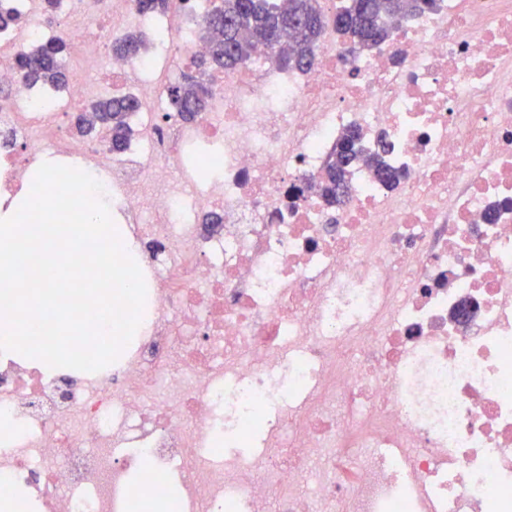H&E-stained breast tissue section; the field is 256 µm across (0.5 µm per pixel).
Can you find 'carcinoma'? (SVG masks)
Wrapping results in <instances>:
<instances>
[{
  "label": "carcinoma",
  "mask_w": 512,
  "mask_h": 512,
  "mask_svg": "<svg viewBox=\"0 0 512 512\" xmlns=\"http://www.w3.org/2000/svg\"><path fill=\"white\" fill-rule=\"evenodd\" d=\"M175 0H134L143 14L166 13ZM439 9V0H341L333 20H328L321 0H213L208 6L203 32L211 43L209 56L196 63L202 70L235 71L249 60L257 43L268 49V59L283 68L306 70L314 62L315 49L329 26L350 36L364 51L386 40L393 22L402 21ZM20 23V14L6 4L0 5V33ZM145 46L136 33L117 40L116 54H137ZM66 42L57 38L38 44L31 52L17 59V68L32 86H62L66 82L63 55ZM168 111L185 121L192 120L207 109L211 88L208 82L185 77L167 87ZM137 109L130 96L98 99L88 106L78 123V130L90 133L100 127L112 132V150H124L131 138L129 115ZM355 131L343 136L330 154L318 191L331 206L343 202L349 189L348 172L359 159ZM370 164L377 177L394 183L398 173L375 152Z\"/></svg>",
  "instance_id": "cac0c4a2"
}]
</instances>
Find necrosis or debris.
<instances>
[{"label": "necrosis or debris", "mask_w": 512, "mask_h": 512, "mask_svg": "<svg viewBox=\"0 0 512 512\" xmlns=\"http://www.w3.org/2000/svg\"><path fill=\"white\" fill-rule=\"evenodd\" d=\"M11 4L27 23L0 39V202L42 155L92 171L149 284L146 327L105 370L0 354L20 512L147 495L176 512H512V0H442L368 53L329 32L304 71L256 48L190 122L166 112L164 76L207 52L203 11L59 0L55 32L43 0ZM140 26L150 49L116 55ZM54 37L74 63L40 108L15 60ZM99 85L140 104L123 151L59 121ZM353 128L401 180L357 166L333 209L312 184Z\"/></svg>", "instance_id": "1"}]
</instances>
